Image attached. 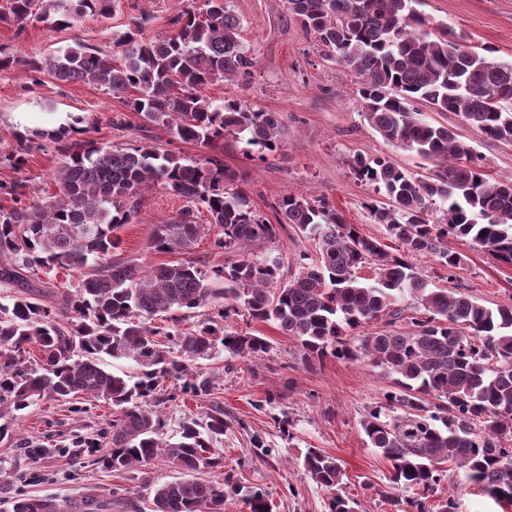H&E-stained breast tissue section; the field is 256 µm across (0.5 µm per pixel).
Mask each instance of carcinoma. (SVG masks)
Instances as JSON below:
<instances>
[{
	"instance_id": "cac0c4a2",
	"label": "carcinoma",
	"mask_w": 512,
	"mask_h": 512,
	"mask_svg": "<svg viewBox=\"0 0 512 512\" xmlns=\"http://www.w3.org/2000/svg\"><path fill=\"white\" fill-rule=\"evenodd\" d=\"M39 3L47 4L42 16L58 14L56 27L110 10V0H6L0 23H24ZM413 3L288 0L303 31L359 79L368 124L432 163L429 175L413 177L388 159L354 157V177L388 200L370 205V213L400 242L396 253L362 236L324 199L289 192L275 207L277 223H270L217 154L197 162L154 145L74 139L81 118L51 132L14 133L15 166L47 139L59 168L57 189L44 200H30L20 182L0 185L14 202L0 210V287L18 289L12 304L0 305V406L12 420L36 398L103 400L112 406L108 468L131 472L163 455L179 473L155 489L149 512H224V482L207 477L224 466L212 449L224 434L223 409L184 420L175 440L153 409L163 379L188 376L192 364L218 348L254 359L269 352L265 338L218 322L179 328L193 310L222 298L223 317L273 322L296 340L309 367L329 357L391 377L384 401L360 421L366 445L391 464L389 490L379 492L390 512H453L451 502L428 504L446 463L463 468L495 500L512 501V304L492 308L467 292L432 288L414 263L430 255L453 276L462 257L448 250L452 234L512 266V177L485 174L452 129L426 121L417 107L455 112L485 138L512 142V63L489 59L446 27L430 32ZM146 21L132 22L110 53L78 44L31 61L32 71L64 84L89 82L165 126L175 140L206 149L225 139L269 152L281 146L279 113L204 93L254 67L229 0H207L203 16L181 11L163 39L142 37ZM155 185L186 206L156 225L149 249L193 250L206 230L198 222L204 211L220 227L217 250L235 260L206 269L192 259L156 265L112 259L120 242L115 231ZM438 204L443 223L432 224ZM287 225L316 249L301 255L293 274L275 258L254 257ZM366 264L375 266V277L358 275ZM58 267L80 274V283L58 289L46 305L36 276ZM215 279L224 287H212ZM158 319L163 324L153 325ZM372 324L380 329L364 331ZM29 343L39 352L32 368L24 366ZM104 355L134 362L142 376L132 383L108 371ZM302 465L326 493L328 512H354L336 457L309 448ZM400 490L415 496L404 498ZM34 500L39 512H55L50 500L32 496L15 498L12 512H31ZM244 503L249 512H272L261 492Z\"/></svg>"
}]
</instances>
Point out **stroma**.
Wrapping results in <instances>:
<instances>
[{"instance_id":"35a3bbf8","label":"stroma","mask_w":512,"mask_h":512,"mask_svg":"<svg viewBox=\"0 0 512 512\" xmlns=\"http://www.w3.org/2000/svg\"><path fill=\"white\" fill-rule=\"evenodd\" d=\"M231 4L243 24L242 42L256 65L249 81L217 82L205 93L218 101L232 96L253 108L280 113L285 135L277 151L263 156L245 143H224L220 155L225 167L236 174L263 218L273 219L274 203L289 192L325 198L364 237L398 249V241L385 225L374 222L369 211L380 194L354 178L351 163L357 155L386 158L413 176L426 174L428 163L398 149L369 126L352 77L315 35L303 33L289 16L286 0ZM111 5L109 15L79 18L66 28L33 18L19 29L0 24V55L11 60L8 69L0 70V182H25L37 199L53 193L56 154L34 152L23 168H16L10 159L15 148L12 133L51 129L72 115L87 116V138L107 145L158 144L187 160L206 156L205 148L171 141L166 127L145 123L133 112H126L125 129H113L110 119L125 112L124 106L96 86H61L46 76L34 81L32 59L79 43L112 50L129 22L144 15L150 18L144 38H165L172 32L170 19L187 6L202 7L203 0H111ZM416 9L431 26L448 27L467 36L471 45L489 48L492 60L512 62V0H417ZM424 117L453 129L480 157L487 174L512 175V144L486 139L453 112L428 110ZM183 206L182 198L167 189L144 192L140 209L117 231L120 246L113 259L147 265L169 261V254L152 251L147 244L155 225L169 221ZM447 243L449 250L461 255V267L450 273L434 258H418L416 264L426 278L435 286L468 292L490 307L512 303V267L474 248L469 239L451 236ZM227 324L265 337L270 352L251 361L230 359L220 351L200 361L196 377L209 381L205 392L186 393L180 382L164 380L166 392L173 395L158 406L166 433H176L184 418L203 416L215 404L222 406L224 433L214 439L213 449L224 458V473L243 488L265 493L273 512H327L324 491L299 461L309 447L339 460L346 473L345 490L357 503L355 512H389L380 493L387 488L390 464L365 445L359 422L391 387V378L332 358L306 367L298 358L296 341L274 323H248L234 316ZM111 420V407L101 402L35 400L12 431L0 438V512H10L19 495L52 500L58 512H75V503L92 492L106 501L132 502L142 512L154 488L173 480L176 473L159 457L133 473L96 465L106 448L102 429ZM449 499L455 512H512L453 466L429 502Z\"/></svg>"}]
</instances>
